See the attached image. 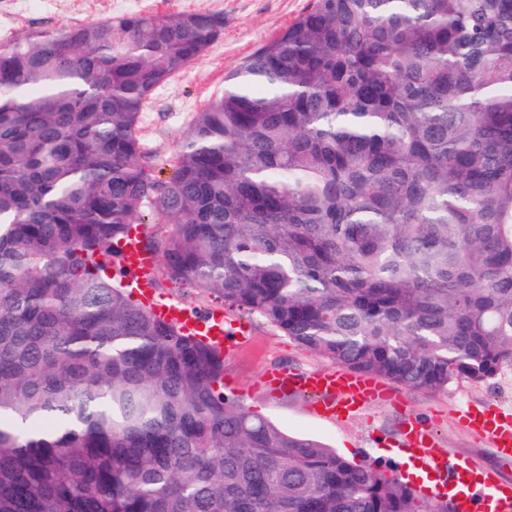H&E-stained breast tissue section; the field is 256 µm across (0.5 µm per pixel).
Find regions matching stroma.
Wrapping results in <instances>:
<instances>
[{
    "label": "stroma",
    "mask_w": 512,
    "mask_h": 512,
    "mask_svg": "<svg viewBox=\"0 0 512 512\" xmlns=\"http://www.w3.org/2000/svg\"><path fill=\"white\" fill-rule=\"evenodd\" d=\"M310 0H0V44L35 30L78 25L128 14H165L198 10L224 17V36L202 58L159 87L140 123L144 152L155 171L168 173L167 161L194 114L224 88V75L247 55L305 11ZM250 343L224 356V392L240 398L256 414L288 433L317 439L351 460L378 462L400 438L406 415L430 423L441 448L474 457L482 470L512 483V461L498 456L478 433L460 424L466 407H500L512 411V366L494 378L459 380L447 393L430 394L390 384L397 403L369 407L349 423L314 418L308 400L298 393L274 394L262 383L265 372L303 373L331 368V361L284 336L259 316L247 317Z\"/></svg>",
    "instance_id": "35a3bbf8"
}]
</instances>
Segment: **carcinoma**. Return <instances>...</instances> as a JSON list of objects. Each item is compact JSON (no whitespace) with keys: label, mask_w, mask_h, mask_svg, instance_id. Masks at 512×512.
<instances>
[{"label":"carcinoma","mask_w":512,"mask_h":512,"mask_svg":"<svg viewBox=\"0 0 512 512\" xmlns=\"http://www.w3.org/2000/svg\"><path fill=\"white\" fill-rule=\"evenodd\" d=\"M208 11L0 44V512H454L224 394V354L112 266L349 371L444 393L512 366V0H312L224 76L163 177L140 117Z\"/></svg>","instance_id":"cac0c4a2"}]
</instances>
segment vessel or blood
Returning a JSON list of instances; mask_svg holds the SVG:
<instances>
[{"label":"vessel or blood","mask_w":512,"mask_h":512,"mask_svg":"<svg viewBox=\"0 0 512 512\" xmlns=\"http://www.w3.org/2000/svg\"><path fill=\"white\" fill-rule=\"evenodd\" d=\"M155 269L156 260L143 250L138 234H129L121 241L117 273L161 319L178 324L185 334L204 338L222 351L248 343L247 325L234 316L219 311L204 314L159 297L154 288ZM263 382L274 393L288 391L307 396L311 413L338 422L356 418L372 403L390 395L383 382L342 369L314 370L303 375L270 370ZM462 420L486 436L502 458L512 459V416L491 409L469 410ZM398 453L425 476L430 494L451 498L457 512H512V485L483 472L469 458H448L437 448L431 427L418 418H408Z\"/></svg>","instance_id":"vessel-or-blood-1"}]
</instances>
